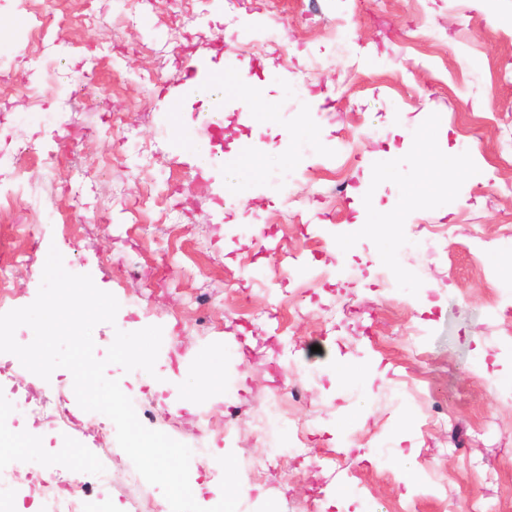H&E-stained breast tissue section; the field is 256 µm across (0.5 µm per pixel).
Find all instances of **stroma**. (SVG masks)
<instances>
[{"instance_id": "obj_1", "label": "stroma", "mask_w": 512, "mask_h": 512, "mask_svg": "<svg viewBox=\"0 0 512 512\" xmlns=\"http://www.w3.org/2000/svg\"><path fill=\"white\" fill-rule=\"evenodd\" d=\"M321 3L315 15L309 0H59L69 22L38 38L33 13L0 0V185L25 143L64 173L19 163L42 207L0 211L17 245L0 251L4 308L34 301L54 247L120 304L92 332L96 358L116 331L162 328L154 373L105 375L147 409L144 426L192 449L200 506L220 500L222 451L238 461V512H468L476 499L512 512V0ZM418 28L432 40L414 41ZM204 57L248 72L272 110L181 98L188 59ZM55 61L83 79L82 98L68 101ZM416 126L429 140L408 139ZM198 143L221 158L210 171L191 160ZM434 151L477 176L435 170ZM369 196L395 222L391 248L367 228ZM329 306L346 310L332 326ZM298 377L295 403L284 388ZM58 395L71 426L37 410ZM0 408L25 437L0 447L13 512L104 471L111 512L164 508L159 487H129L114 423L79 406L69 370L36 380L0 353Z\"/></svg>"}]
</instances>
